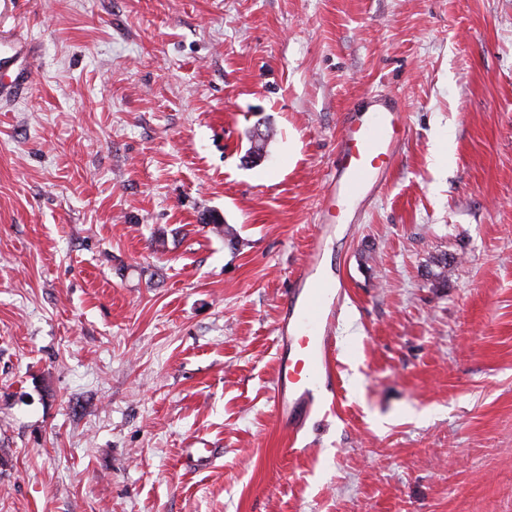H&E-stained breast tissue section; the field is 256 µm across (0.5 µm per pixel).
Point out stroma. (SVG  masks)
Listing matches in <instances>:
<instances>
[{
	"instance_id": "obj_1",
	"label": "stroma",
	"mask_w": 512,
	"mask_h": 512,
	"mask_svg": "<svg viewBox=\"0 0 512 512\" xmlns=\"http://www.w3.org/2000/svg\"><path fill=\"white\" fill-rule=\"evenodd\" d=\"M0 17L34 49L0 97V512H512V0ZM368 91L407 136L328 241L342 391L293 453L280 306Z\"/></svg>"
}]
</instances>
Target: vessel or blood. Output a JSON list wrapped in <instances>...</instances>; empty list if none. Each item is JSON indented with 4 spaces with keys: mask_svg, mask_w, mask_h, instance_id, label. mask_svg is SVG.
Masks as SVG:
<instances>
[{
    "mask_svg": "<svg viewBox=\"0 0 512 512\" xmlns=\"http://www.w3.org/2000/svg\"><path fill=\"white\" fill-rule=\"evenodd\" d=\"M23 60L21 45L0 31V96L28 87ZM406 134L397 99L370 91L344 111L320 223H338L349 199L380 193ZM345 293L339 276L323 272L321 248L313 246L285 296L277 327L274 406L277 423L290 439L298 438L310 415L335 409L340 383L333 329Z\"/></svg>",
    "mask_w": 512,
    "mask_h": 512,
    "instance_id": "1",
    "label": "vessel or blood"
}]
</instances>
